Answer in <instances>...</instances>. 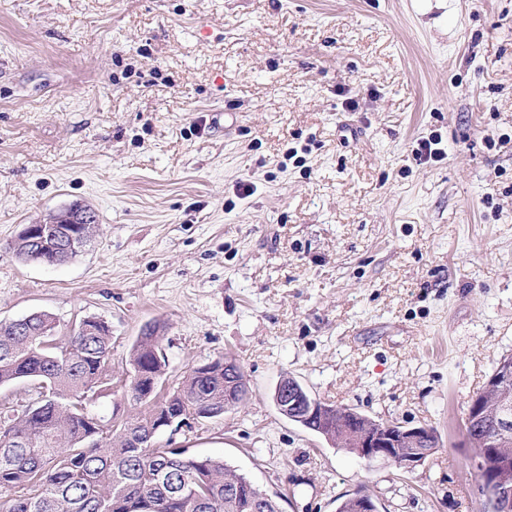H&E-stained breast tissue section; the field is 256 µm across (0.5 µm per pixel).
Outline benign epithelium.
I'll use <instances>...</instances> for the list:
<instances>
[{
    "mask_svg": "<svg viewBox=\"0 0 512 512\" xmlns=\"http://www.w3.org/2000/svg\"><path fill=\"white\" fill-rule=\"evenodd\" d=\"M511 385L512 364L504 363L489 380L482 397L473 398L466 413V418L470 420L487 417L495 423V436L470 439L471 444L478 447L480 455V491L491 500L494 512H512V486L503 480L500 468L485 463L487 458H497L512 447ZM274 401L285 414H294L298 408L308 419L318 414L315 402L303 401L294 386L283 382L277 386ZM428 434L429 430L423 427L410 428L400 438L380 430L353 433L350 435L349 447L368 461L383 459L394 461L405 468H413L427 458L428 449L424 445L428 443Z\"/></svg>",
    "mask_w": 512,
    "mask_h": 512,
    "instance_id": "1",
    "label": "benign epithelium"
}]
</instances>
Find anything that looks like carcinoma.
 Wrapping results in <instances>:
<instances>
[{
	"mask_svg": "<svg viewBox=\"0 0 512 512\" xmlns=\"http://www.w3.org/2000/svg\"><path fill=\"white\" fill-rule=\"evenodd\" d=\"M70 216L48 224L33 242L23 235L9 246L21 261L52 263L69 240ZM52 315H33L25 330L0 321V386L20 380L37 385V397L11 422L0 424V488H17L6 512H281L224 459L198 456L186 448H137L164 414L188 419L210 408L224 409V395L243 378L239 366L224 361L194 369L165 398L157 388L166 363L157 328L133 346L124 393L136 413L110 428L87 410L89 398L112 378L110 326L96 317L81 319L62 342ZM300 424L335 445L340 427L352 432L380 427L398 434L404 426L380 422L346 408L323 410Z\"/></svg>",
	"mask_w": 512,
	"mask_h": 512,
	"instance_id": "cac0c4a2",
	"label": "carcinoma"
}]
</instances>
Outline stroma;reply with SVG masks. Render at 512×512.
<instances>
[{
  "instance_id": "35a3bbf8",
  "label": "stroma",
  "mask_w": 512,
  "mask_h": 512,
  "mask_svg": "<svg viewBox=\"0 0 512 512\" xmlns=\"http://www.w3.org/2000/svg\"><path fill=\"white\" fill-rule=\"evenodd\" d=\"M75 207V258L9 253ZM34 312L111 327L106 419L147 326L166 389L236 362L245 404L153 445L282 512H484L464 420L512 355V0H0V321ZM287 377L440 444L366 461L279 413Z\"/></svg>"
}]
</instances>
